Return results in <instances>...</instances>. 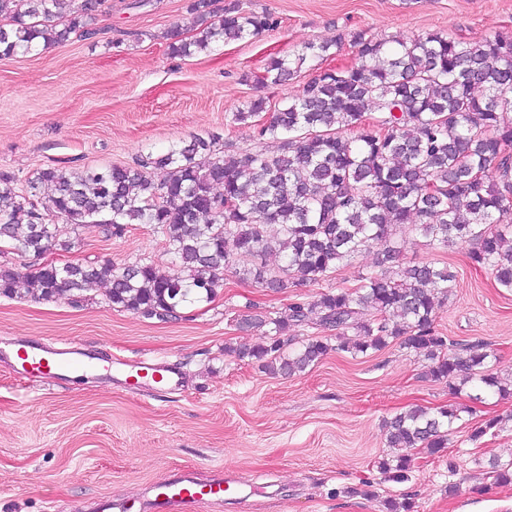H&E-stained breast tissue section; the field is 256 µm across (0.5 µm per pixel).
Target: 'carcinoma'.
Masks as SVG:
<instances>
[{
  "label": "carcinoma",
  "instance_id": "carcinoma-1",
  "mask_svg": "<svg viewBox=\"0 0 512 512\" xmlns=\"http://www.w3.org/2000/svg\"><path fill=\"white\" fill-rule=\"evenodd\" d=\"M106 2L0 0V58L96 35ZM213 5L193 0L199 36L189 39L177 25L166 31L171 55L190 57L270 27L267 14H246L237 3L216 19ZM352 41L353 64L320 71L297 99L272 111L260 129L279 143L271 154L226 160L214 152L218 136H194L132 165L44 168L29 181L28 197L16 190L14 175L0 171V244L19 259L17 267L0 265V294L11 296L21 284L35 299L78 304L104 283L108 306L166 321L182 307L212 302L227 273L278 292L292 281H325L375 248L376 269L359 286L330 288L275 317L245 315L238 327L263 328L266 341L224 352L291 376L332 350L356 357L398 340L429 360L425 377L447 382L452 394L469 386L472 401L485 392L511 397L512 374L492 372L496 354L479 342L451 341L435 327L455 274L403 261L394 234L409 224L431 244H468L471 262L512 291V35L468 43L440 31L394 41L355 32ZM333 47L339 42L309 43L293 58L272 57L259 82L285 83ZM267 111L266 99H252L234 121ZM154 173L161 174L157 182ZM40 193L51 203L45 212L35 202ZM54 215L68 227L51 223ZM85 224L115 236L145 224L163 237L169 266L147 259L60 268L41 262L47 252L70 251L68 230ZM269 224L278 225L277 236L266 234ZM311 313L325 335L285 351L281 337L308 324ZM464 413L473 409L415 406L391 416L386 441L397 453L378 468L407 481L410 451H444ZM490 469L497 484H512V462L494 459Z\"/></svg>",
  "mask_w": 512,
  "mask_h": 512
}]
</instances>
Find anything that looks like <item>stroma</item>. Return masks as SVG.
I'll return each instance as SVG.
<instances>
[{
  "mask_svg": "<svg viewBox=\"0 0 512 512\" xmlns=\"http://www.w3.org/2000/svg\"><path fill=\"white\" fill-rule=\"evenodd\" d=\"M192 0H108L98 33L48 49L0 59V171L25 189L47 167L126 165L199 135L217 134V155L270 153L277 145L236 112L255 98L281 105L312 72L282 85L261 83L267 60L294 56L310 42L340 41L324 67L355 56L351 35L412 37L428 31L479 43L512 33V0H238L269 13L272 27L190 57H174L163 34L199 30ZM61 266L78 260L167 265L161 236L142 224L108 235L87 224ZM406 259L450 266L452 295L436 319L439 332L494 350L496 368L512 371V292L473 265L463 245L429 244L411 226L396 232ZM368 252L319 283L272 293L229 274L210 303L179 309L165 322L110 308L102 290L75 306L64 299L0 295V347L25 338L73 343L109 358L172 363L180 389L131 391L94 375L43 383L0 363V512H90L108 494L136 499L147 486L186 470L201 480L232 472L255 495L220 512H386L406 497L413 512H512V486L488 477L490 459L512 461V398L485 395L459 421L443 452L421 450L410 478L387 480L377 468L389 456L384 418L413 406L467 402L447 383L424 379L427 361L398 342L351 357L332 352L305 372L283 377L236 359L225 345L261 343L238 321L249 307L279 315L328 288L356 287L372 269ZM504 418L497 435L471 440L477 424ZM372 489L374 498L364 496Z\"/></svg>",
  "mask_w": 512,
  "mask_h": 512,
  "instance_id": "1",
  "label": "stroma"
}]
</instances>
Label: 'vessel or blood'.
<instances>
[{"instance_id":"vessel-or-blood-1","label":"vessel or blood","mask_w":512,"mask_h":512,"mask_svg":"<svg viewBox=\"0 0 512 512\" xmlns=\"http://www.w3.org/2000/svg\"><path fill=\"white\" fill-rule=\"evenodd\" d=\"M17 369L40 379L59 381L98 372L99 357L69 346L54 348L39 341L16 346L8 355ZM112 376L121 384L139 389L152 385L179 386L183 380L180 369L173 364H149L142 361H114ZM239 483L228 473H219L207 480L175 472L152 484L147 496L134 500L100 496L93 512H200L201 508L223 507L225 501L238 495Z\"/></svg>"}]
</instances>
